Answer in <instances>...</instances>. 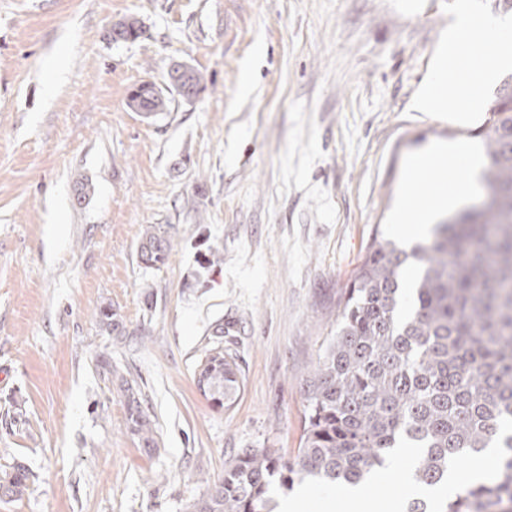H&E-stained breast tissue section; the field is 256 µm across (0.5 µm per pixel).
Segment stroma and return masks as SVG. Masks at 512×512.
<instances>
[{"label": "stroma", "instance_id": "obj_1", "mask_svg": "<svg viewBox=\"0 0 512 512\" xmlns=\"http://www.w3.org/2000/svg\"><path fill=\"white\" fill-rule=\"evenodd\" d=\"M457 4L0 0V473H31L0 512H184L243 453L297 454L307 380L393 236L410 158L483 143L485 115L414 107ZM126 15L143 35L110 42ZM177 63L204 77L193 101L128 107ZM150 225L172 246L158 270L138 255ZM230 318L226 410L196 374ZM125 379L155 447L127 427Z\"/></svg>", "mask_w": 512, "mask_h": 512}]
</instances>
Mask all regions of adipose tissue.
I'll use <instances>...</instances> for the list:
<instances>
[{"label": "adipose tissue", "mask_w": 512, "mask_h": 512, "mask_svg": "<svg viewBox=\"0 0 512 512\" xmlns=\"http://www.w3.org/2000/svg\"><path fill=\"white\" fill-rule=\"evenodd\" d=\"M505 66H512V19H491L474 12L469 0H461L448 41L433 77L417 101L419 111L433 113L452 110L457 121L470 120L479 107L478 92L491 82ZM485 160L469 145L434 146L413 158L405 184L410 203L393 224L399 239L414 242L429 236L431 221L447 211L449 205L463 206L482 189L481 171ZM455 168L458 178L450 184L433 183V172ZM413 448L398 453L395 460L401 469L400 482L404 499L395 502L375 501L361 488L346 486L342 492L323 491L318 495L316 512H403L408 499L419 490L410 463L416 457Z\"/></svg>", "instance_id": "adipose-tissue-1"}]
</instances>
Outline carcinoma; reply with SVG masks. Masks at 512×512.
Masks as SVG:
<instances>
[{
  "label": "carcinoma",
  "instance_id": "obj_1",
  "mask_svg": "<svg viewBox=\"0 0 512 512\" xmlns=\"http://www.w3.org/2000/svg\"><path fill=\"white\" fill-rule=\"evenodd\" d=\"M143 33L141 21L127 16L108 38L135 41ZM174 73L164 88L137 87L128 107L137 103L144 117H155L169 109L167 92L190 100L204 89L199 71L174 67L167 77ZM487 112L481 208L454 213L410 250L374 241L336 336L308 379L299 453L288 460L268 450L244 453L185 512H272L276 480L286 489L306 481L358 485L403 442L420 449L416 481L435 487L450 467L498 441L494 476L461 488L439 512H512V436L500 437L512 420V74ZM170 252L161 229H145L138 247L145 264L164 266ZM410 263L419 274L412 312L403 315L402 274ZM198 385L216 406L234 404L239 366L222 341L213 342ZM125 397L128 428L153 443L152 420L130 383ZM30 478L26 466L14 464L0 477V496L21 498Z\"/></svg>",
  "mask_w": 512,
  "mask_h": 512
}]
</instances>
